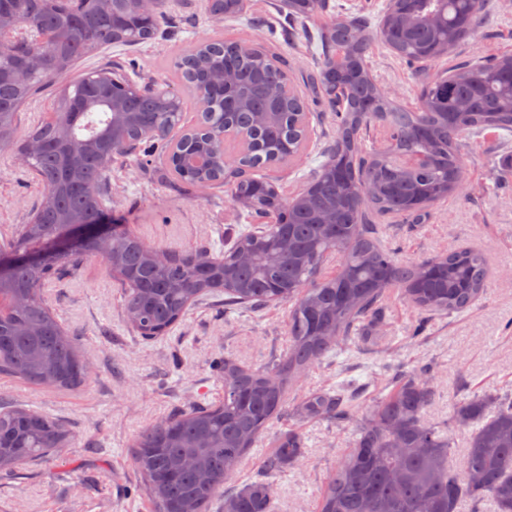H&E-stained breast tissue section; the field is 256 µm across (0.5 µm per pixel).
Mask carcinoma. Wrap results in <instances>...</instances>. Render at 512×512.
<instances>
[{
    "instance_id": "carcinoma-1",
    "label": "carcinoma",
    "mask_w": 512,
    "mask_h": 512,
    "mask_svg": "<svg viewBox=\"0 0 512 512\" xmlns=\"http://www.w3.org/2000/svg\"><path fill=\"white\" fill-rule=\"evenodd\" d=\"M430 11L411 13L406 0H387L372 27L336 17L319 30L322 53L315 73L320 96L336 112V131L323 161L309 176L307 197L316 209L336 208L342 222L323 226L284 199L267 169L303 159L308 137V99L288 76L284 57L261 40L205 39L178 54V90L156 77L143 85L110 64L75 74L77 64L112 45L132 46L164 36L162 11L127 25L114 22L112 3L102 0H0V16L24 29L17 43L0 45V73L28 70L24 83L0 80V113H9L12 131L1 145L30 152V169L44 195L28 223L0 243V256L41 247L64 234L60 213L91 223L104 213L112 162V92H128L127 111L148 114L152 125H126L119 140L126 156L156 154L184 189L201 179L230 183L232 199L274 221L240 233L214 273L236 262L237 253L260 246L254 261L240 269V283L182 288L196 273L192 255H171L157 266L149 246L126 226L67 255L47 254L41 264L15 263L0 275V294L17 300L0 313V375L31 386L76 389L86 381L80 349L45 295V282L59 270L75 269L100 257L124 288L123 308L134 333L146 341L165 335L180 321L187 299L203 293L229 295L224 305L260 307L274 299L293 303L288 313L286 350L267 370L220 357L224 378L217 404L179 410L144 430L132 455L154 512H210L224 496V512H272L270 477L298 464L303 439L297 430L280 435L263 457L257 480L223 492L243 457L263 443L266 426L285 405L288 388L306 370L341 346L373 345L386 316L390 289L425 317L460 313L483 297L488 263L475 249L459 248L421 261H402L379 239L378 226L358 201L369 184L376 190L371 211L418 218L456 192V172L466 165L461 142L495 128L512 133V56L460 60L448 73L426 83L420 106L407 110L375 92L365 55L379 38L410 65L436 64L470 37L486 15V0H438ZM242 0H205L212 16L242 14ZM327 9V0H295L289 16L309 18ZM240 88L281 114L274 138L258 130L249 112L224 107V73ZM53 89L58 117L17 136L22 107ZM193 106L196 123L183 150L191 153L224 135L232 166L221 156L200 169L176 160L170 133ZM379 125L384 151L362 152L361 135ZM336 256V275L318 277L324 259ZM432 366L418 365L395 376L387 394L376 397L362 417L351 402L359 391L314 390L297 405L304 419L355 425L351 451L327 477L319 512H512V394L458 399L446 423L425 412L436 398ZM453 427L470 430L458 470ZM67 428L23 407H0V478L14 479L23 467L47 458L69 441Z\"/></svg>"
}]
</instances>
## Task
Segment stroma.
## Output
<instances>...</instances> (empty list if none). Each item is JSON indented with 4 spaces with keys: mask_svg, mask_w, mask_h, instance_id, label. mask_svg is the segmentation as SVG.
I'll use <instances>...</instances> for the list:
<instances>
[{
    "mask_svg": "<svg viewBox=\"0 0 512 512\" xmlns=\"http://www.w3.org/2000/svg\"><path fill=\"white\" fill-rule=\"evenodd\" d=\"M174 14L176 40H158L105 49L103 57L126 68L138 82L160 75L171 61L173 43L204 38H236L261 21L260 36L281 35L290 28L289 42L280 44L289 74L299 92L317 69L319 50L312 39L324 23L315 16L292 26L282 0H246L238 18H215L203 0H168ZM493 58L512 55V0H490L486 19L475 37L457 50V57L474 52ZM452 60L414 67L395 57L381 42H373L366 65L378 87L394 92L395 101L415 109L422 83L448 69ZM309 138L302 166L270 170L283 196L302 193L310 173L334 132L332 113L318 96L309 98ZM467 183L464 193L435 204L414 222L377 217L383 242L397 259L413 261L470 246L486 254L490 284L486 296L461 313L430 319L423 337L413 335L419 316L392 292L377 348L345 351L336 361L314 365L288 390L285 412L272 420L264 434L273 442L282 432L303 433L301 462L276 477L274 512H319L324 482L346 455L354 428L326 420L301 418L300 396L354 380L364 384L358 406L366 413L370 398L391 376L393 367L432 364L437 396L427 416L448 421L450 396L512 391V137L487 129L466 140ZM108 211L125 219L148 246L169 252L220 255L232 237L260 218L234 202L229 188L183 191L174 186L162 160L117 156L110 168ZM43 197V189L16 153L0 149V239L27 222ZM60 321L78 340L88 379L73 390H42L0 375V397L7 405L41 411L65 424L72 439L43 462L25 470L21 479H0V512H151V504L136 473L131 449L145 429L178 409L213 404L224 396V380L212 368L219 356H230L254 369L268 366L285 348V323L290 306L271 302L261 310L225 308L223 298L193 302L165 336L145 341L130 329L116 279L104 262L89 258L76 271L51 279L45 288Z\"/></svg>",
    "mask_w": 512,
    "mask_h": 512,
    "instance_id": "35a3bbf8",
    "label": "stroma"
}]
</instances>
